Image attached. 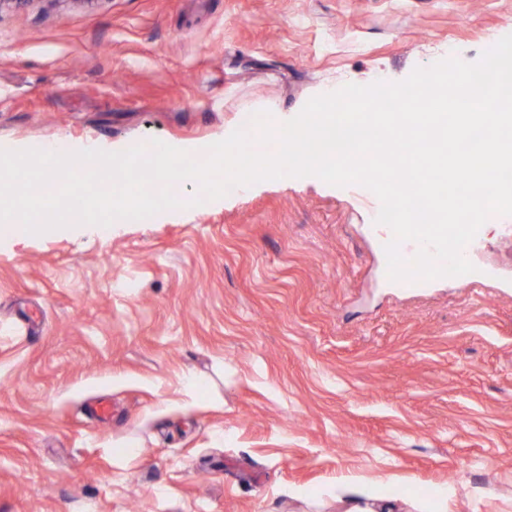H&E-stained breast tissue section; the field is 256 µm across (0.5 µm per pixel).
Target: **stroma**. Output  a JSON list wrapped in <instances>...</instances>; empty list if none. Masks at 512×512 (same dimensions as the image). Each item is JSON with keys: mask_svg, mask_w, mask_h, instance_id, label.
<instances>
[{"mask_svg": "<svg viewBox=\"0 0 512 512\" xmlns=\"http://www.w3.org/2000/svg\"><path fill=\"white\" fill-rule=\"evenodd\" d=\"M508 34L512 0H26L0 9V144L199 158L255 108L291 118ZM378 213L285 177L0 235V512H343L348 482L512 512V216L466 249L480 284L413 289Z\"/></svg>", "mask_w": 512, "mask_h": 512, "instance_id": "1", "label": "stroma"}]
</instances>
